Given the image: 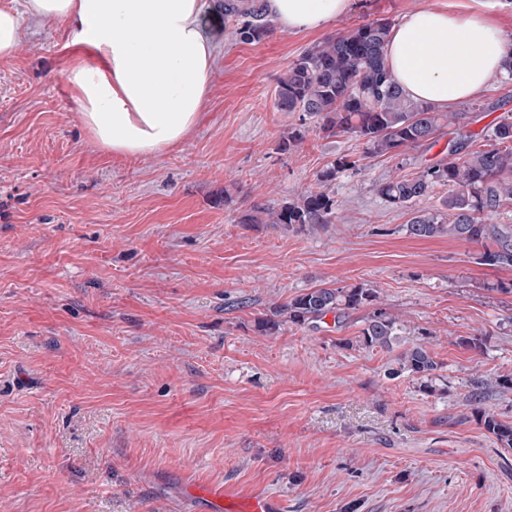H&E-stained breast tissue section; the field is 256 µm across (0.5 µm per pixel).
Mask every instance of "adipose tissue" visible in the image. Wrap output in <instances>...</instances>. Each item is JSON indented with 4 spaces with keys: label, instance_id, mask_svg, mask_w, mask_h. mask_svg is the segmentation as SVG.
I'll list each match as a JSON object with an SVG mask.
<instances>
[{
    "label": "adipose tissue",
    "instance_id": "1",
    "mask_svg": "<svg viewBox=\"0 0 512 512\" xmlns=\"http://www.w3.org/2000/svg\"><path fill=\"white\" fill-rule=\"evenodd\" d=\"M351 0H267L286 31H319ZM495 0L464 12L406 14L387 47L389 69L413 100L440 108L472 100L507 77L512 53L491 18ZM204 0H21L0 7V59L17 53L23 18L66 23V79L82 124L102 150L160 154L200 119L218 45Z\"/></svg>",
    "mask_w": 512,
    "mask_h": 512
}]
</instances>
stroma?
Returning a JSON list of instances; mask_svg holds the SVG:
<instances>
[{
	"mask_svg": "<svg viewBox=\"0 0 512 512\" xmlns=\"http://www.w3.org/2000/svg\"><path fill=\"white\" fill-rule=\"evenodd\" d=\"M221 2L206 0L219 56L202 118L162 154L94 144L68 92L64 25L24 21L0 61V512H202L194 481L278 512H512V448L472 415L512 423V392L483 387L512 377V269L481 263L476 244L407 234L446 187L412 209L377 191L461 138L484 144L512 112V81L461 104L468 126L400 156L274 107L309 47L472 0H352L324 30L252 43ZM344 155L359 167L328 187L333 223H239L319 189ZM358 284L399 318L391 349L353 345L365 308L258 328L304 290ZM470 336L482 348L463 347ZM415 345L438 364L431 388L390 373Z\"/></svg>",
	"mask_w": 512,
	"mask_h": 512,
	"instance_id": "obj_1",
	"label": "stroma"
}]
</instances>
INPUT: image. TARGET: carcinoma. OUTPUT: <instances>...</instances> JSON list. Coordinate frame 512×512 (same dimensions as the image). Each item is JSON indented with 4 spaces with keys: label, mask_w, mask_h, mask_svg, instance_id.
Segmentation results:
<instances>
[{
    "label": "carcinoma",
    "mask_w": 512,
    "mask_h": 512,
    "mask_svg": "<svg viewBox=\"0 0 512 512\" xmlns=\"http://www.w3.org/2000/svg\"><path fill=\"white\" fill-rule=\"evenodd\" d=\"M235 23L244 42L263 39L271 31L265 0H224V23ZM392 23L380 18L311 47L293 61L278 78L276 108L299 112L316 120L328 137L353 134L365 141L367 154L399 156L418 149L437 133L465 118L462 112H441L417 102L394 81L386 63V47ZM487 147L462 153L466 142L454 145L448 158L424 167L412 176L396 175L378 187L389 203L416 204L438 185L448 187L443 209L418 210L406 225L408 235L420 238L448 236L483 248L481 261L489 266L512 268V218L490 221L512 202V118L498 121L488 134ZM356 168V162L339 157L318 178L321 188L276 208L252 206L239 216L241 224H282L301 229L308 224H330L336 218V201L326 186L338 174ZM371 288H309L258 322L259 328L276 333L283 321L298 325L316 322L329 314L342 315L372 305ZM398 336V322L383 308H376L360 330L357 342L366 348L389 349ZM400 373L430 382L438 364L420 345L404 350L398 358ZM473 416L505 448H512V424L497 420L485 409L474 407Z\"/></svg>",
    "instance_id": "1"
}]
</instances>
